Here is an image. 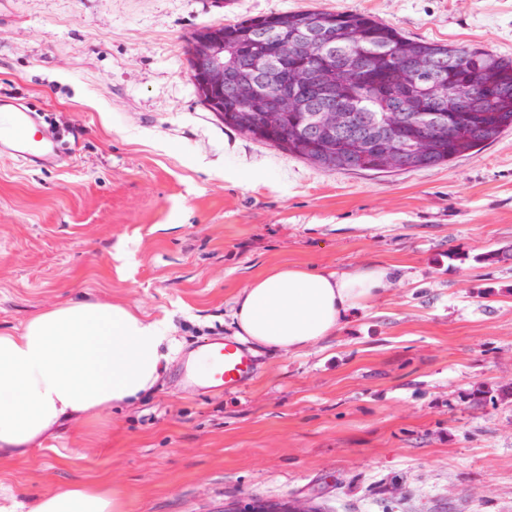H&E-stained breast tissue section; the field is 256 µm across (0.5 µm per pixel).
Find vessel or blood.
<instances>
[{
  "label": "vessel or blood",
  "mask_w": 512,
  "mask_h": 512,
  "mask_svg": "<svg viewBox=\"0 0 512 512\" xmlns=\"http://www.w3.org/2000/svg\"><path fill=\"white\" fill-rule=\"evenodd\" d=\"M0 112L7 121L0 126V152L18 160L54 167L61 163L62 154L57 134L42 124L36 112L16 101L0 100ZM217 366L204 385L211 390L239 389L255 373V360L248 348L235 341L217 340L208 348Z\"/></svg>",
  "instance_id": "1"
}]
</instances>
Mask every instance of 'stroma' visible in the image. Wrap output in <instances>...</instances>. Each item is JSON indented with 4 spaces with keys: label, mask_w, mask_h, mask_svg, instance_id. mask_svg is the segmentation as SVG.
<instances>
[{
    "label": "stroma",
    "mask_w": 512,
    "mask_h": 512,
    "mask_svg": "<svg viewBox=\"0 0 512 512\" xmlns=\"http://www.w3.org/2000/svg\"><path fill=\"white\" fill-rule=\"evenodd\" d=\"M304 10L512 57V0H0V89L64 157L0 155V333L85 300L167 319L180 344L133 403L0 459V512L74 484L124 512H512V129L447 165L354 173L224 126L191 35ZM378 263L401 271L336 335L256 351L240 390L186 381L266 269Z\"/></svg>",
    "instance_id": "35a3bbf8"
}]
</instances>
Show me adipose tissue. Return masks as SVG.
Returning a JSON list of instances; mask_svg holds the SVG:
<instances>
[{
    "label": "adipose tissue",
    "instance_id": "obj_1",
    "mask_svg": "<svg viewBox=\"0 0 512 512\" xmlns=\"http://www.w3.org/2000/svg\"><path fill=\"white\" fill-rule=\"evenodd\" d=\"M386 266L354 271L281 265L235 299V334L261 350L296 352L336 335L385 287ZM175 352L168 322L102 302L75 301L0 333V455L40 442L70 419L135 400L162 378ZM32 512H124L100 486L71 485Z\"/></svg>",
    "mask_w": 512,
    "mask_h": 512
}]
</instances>
